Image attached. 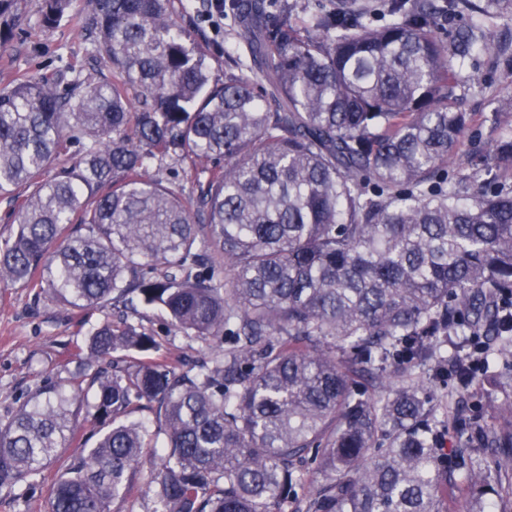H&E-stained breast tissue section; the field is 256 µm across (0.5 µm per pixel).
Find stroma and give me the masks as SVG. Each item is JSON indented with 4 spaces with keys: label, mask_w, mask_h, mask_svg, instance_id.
<instances>
[{
    "label": "stroma",
    "mask_w": 512,
    "mask_h": 512,
    "mask_svg": "<svg viewBox=\"0 0 512 512\" xmlns=\"http://www.w3.org/2000/svg\"><path fill=\"white\" fill-rule=\"evenodd\" d=\"M41 3L25 0L24 19L9 47L0 50V87L20 75L54 74L60 77L59 89L64 92L81 75L96 81L110 77L104 50L77 22L85 14L86 0H73L70 16L51 29L42 24ZM173 10L204 51L213 79L223 80L225 60L243 46L238 26L227 18L220 30H213L204 19L203 0H173ZM490 32L502 46V54L491 61L470 60L462 67L467 79L463 105L471 112L484 111L488 99L505 93L504 75L512 71V21L496 22ZM103 320V312L70 309L25 285H0V421L7 420L45 380L67 378L76 368L78 348L85 346L89 333ZM135 322L155 334L159 355L170 360H194L207 351L204 343L174 332L158 309L142 310ZM450 388L447 382L431 386L429 396L445 401L449 415H460L469 424L449 426L439 441L444 448H456L477 432L489 431L499 424L502 408L512 404V380L507 377L496 385H475L461 398L449 397ZM159 464V449L146 448L133 478L134 490L115 499L111 512H147L149 500L143 490ZM57 476L53 465L38 476L35 490L20 486L10 493L1 491L0 512H47L49 490Z\"/></svg>",
    "instance_id": "35a3bbf8"
}]
</instances>
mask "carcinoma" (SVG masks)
Returning a JSON list of instances; mask_svg holds the SVG:
<instances>
[{"mask_svg": "<svg viewBox=\"0 0 512 512\" xmlns=\"http://www.w3.org/2000/svg\"><path fill=\"white\" fill-rule=\"evenodd\" d=\"M89 30L112 79L46 76L0 90V195L29 194L0 242V283L75 309L164 311L210 349L177 366L124 363L158 349L140 325L107 318L83 373L48 381L0 422V488L59 465L49 512H110L129 492L149 431L163 436L145 495L152 512H499L512 497V408L490 437L436 447L428 378L477 381L442 338L512 348L509 93L465 112L462 60L492 57L485 23L512 0H336L299 27L297 0H224L259 74L234 62L211 79L172 0H89ZM71 0H43L51 27ZM467 27L444 42L448 15ZM21 19L0 0V48ZM496 134L445 171L475 125ZM76 150H71V147ZM68 155L71 164L52 171ZM200 160L197 193L153 164ZM92 427L94 443L80 435ZM80 446L64 457L66 442ZM319 480L305 486L309 463Z\"/></svg>", "mask_w": 512, "mask_h": 512, "instance_id": "1", "label": "carcinoma"}]
</instances>
